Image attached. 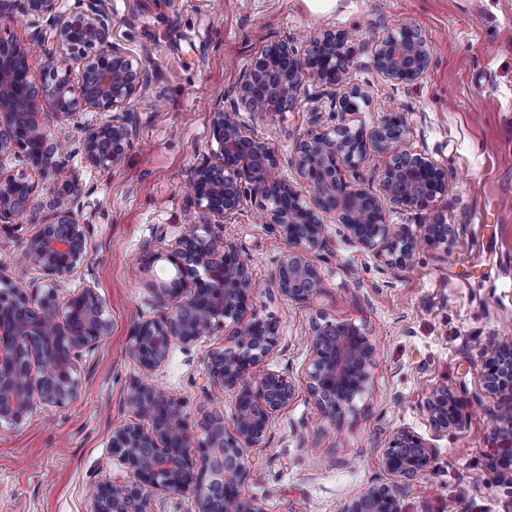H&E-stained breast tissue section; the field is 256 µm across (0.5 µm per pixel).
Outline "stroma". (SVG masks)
I'll list each match as a JSON object with an SVG mask.
<instances>
[{
	"label": "stroma",
	"instance_id": "35a3bbf8",
	"mask_svg": "<svg viewBox=\"0 0 512 512\" xmlns=\"http://www.w3.org/2000/svg\"><path fill=\"white\" fill-rule=\"evenodd\" d=\"M112 40L141 63L144 86L126 106L133 143L108 170L74 154L82 186L81 218L90 222L87 256L67 277L66 292L93 289L112 323L110 335L78 364L82 388L65 407L39 405L24 423H0V512H91L105 480H131L112 454L114 429L133 412L129 394L152 378L180 400L190 423L212 409L233 413L232 395L207 374L209 351L225 334L191 348L174 345L153 373L131 355L134 331L163 307L136 269L196 221L194 167L210 155V114L229 105L253 58L272 40L304 51L310 37L347 30L354 44L347 80L364 98L338 109L341 90L309 85L287 109L239 119L274 151L280 175L294 178L297 142L345 125L371 133L388 112L404 113L408 149L448 172L445 194L426 211L392 208L391 224L409 229L438 220L452 225L448 247L423 245L403 267L351 243L334 216L325 241L311 249L321 291L310 301L281 297L273 273L289 250L260 219L261 198L246 192L230 214L211 218L255 273L253 308L276 320L278 343L264 369L287 375L293 398L250 449L244 486L263 512H340L352 493L394 484L381 465L400 428L431 439V474L400 488L403 512H512V491L490 465L495 443L481 393L480 345L494 335L512 342V0H99ZM421 27L430 69L413 83L388 81L374 64L378 37ZM36 225L19 217L0 227V276L20 288L43 273L23 258ZM324 315L349 321L377 344L369 389L352 410L326 418L307 388L308 327ZM471 393L461 429L434 435L420 410L432 387Z\"/></svg>",
	"mask_w": 512,
	"mask_h": 512
}]
</instances>
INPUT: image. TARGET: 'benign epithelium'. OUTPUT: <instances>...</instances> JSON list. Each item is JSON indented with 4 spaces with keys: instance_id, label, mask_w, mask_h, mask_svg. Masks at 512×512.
<instances>
[{
    "instance_id": "benign-epithelium-1",
    "label": "benign epithelium",
    "mask_w": 512,
    "mask_h": 512,
    "mask_svg": "<svg viewBox=\"0 0 512 512\" xmlns=\"http://www.w3.org/2000/svg\"><path fill=\"white\" fill-rule=\"evenodd\" d=\"M19 13L46 20L49 31H36L26 43L0 39V223L30 215L39 225L26 238L25 257L40 268L41 284L22 289L0 280V422L21 424L38 404L62 407L80 393V353L109 334L111 324L102 301L90 288L66 297L60 283L82 262L86 223L77 211L81 187L68 162L70 141H50L45 122L66 121L78 111L108 112L85 130L79 151L86 163L114 168L130 146L132 128L120 114L142 84L137 59L112 43L107 15L94 0L62 17L58 0H0V14ZM53 46H48V43ZM345 31L325 30L299 56L286 42L273 41L256 57L239 86L230 110L212 113L211 153L194 169L190 189L201 222L192 225L174 245L149 256L163 260L175 275L153 286L166 312L137 327L132 357L147 371L167 360L173 345L189 348L226 324L234 326L224 345L208 355V375L234 398L232 427L211 417L198 428L188 422L180 401L151 383L136 384L129 402L134 421L112 433V454L134 481L97 485L92 512H155L156 494H194L196 512H262L243 493L250 473L247 450L257 447L272 421L288 404L293 385L287 376L256 369L277 345V329L253 310V272L237 248L210 233L209 220L235 210L248 185L261 196L264 223L294 250L279 264L274 281L280 295L306 302L322 285L320 272L306 256L324 240L323 215L331 214L347 238L392 266L403 267L418 243L448 246L452 229L436 221L412 233L386 221V205L428 210L444 195L448 172L430 157L403 148L406 120L399 112L382 116L371 132L343 127L313 133L297 144L295 167L314 191L307 203L288 179L279 176L278 160L268 144L238 122L239 109L275 112L292 102L305 85L342 82L341 66L349 51ZM61 50L75 61L77 74L49 70L53 83L39 85L29 60ZM431 52L416 25H405L379 39L376 68L391 82L411 83L429 68ZM363 93L345 88L342 112H355ZM16 157L13 170L4 160ZM380 159V191L352 185L347 172L369 157ZM52 184L49 214L36 203L37 190ZM194 269L192 283L185 272ZM312 356L309 390L323 412L334 419L351 408L371 384L377 358L374 342L348 322L318 315L310 324ZM484 394L497 399L488 409L496 447L492 467L501 482L512 485V342L490 337L481 352ZM467 392L446 386L432 388L421 409L436 434L463 423ZM382 467L391 476L411 482L427 475L436 448L427 439L400 428L383 449ZM228 487L224 501L211 495L215 483ZM342 512H402L400 498L389 485L373 484L345 499Z\"/></svg>"
}]
</instances>
